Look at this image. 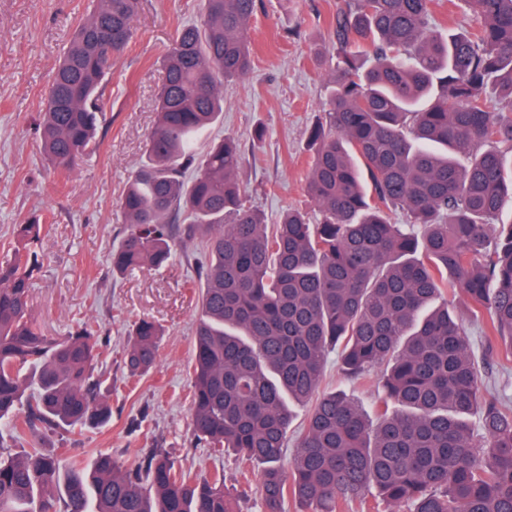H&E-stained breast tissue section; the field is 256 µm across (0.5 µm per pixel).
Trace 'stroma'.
I'll use <instances>...</instances> for the list:
<instances>
[{
  "label": "stroma",
  "instance_id": "35a3bbf8",
  "mask_svg": "<svg viewBox=\"0 0 512 512\" xmlns=\"http://www.w3.org/2000/svg\"><path fill=\"white\" fill-rule=\"evenodd\" d=\"M337 0H262L251 22L254 65L224 88V117L198 137L235 139L243 154L237 180L248 203L275 222L288 208L314 212L306 193L308 130L329 107V22ZM90 0H0V245L13 227L44 224L33 316L46 335L92 322L109 376L112 416L102 426L39 429L44 451L90 463L97 453L137 465L151 449L168 451L199 475L224 471L228 483L257 484V467L198 444L189 429L193 333L201 315L189 288L202 255L195 241L176 243L168 264L122 274L111 254L126 226L120 198L145 159L155 119L162 59L179 31L204 17V0H142L134 35L104 80L97 146L78 169L49 167L36 126L60 55ZM262 140H253L255 128ZM161 326L152 372L130 378L123 366L135 322Z\"/></svg>",
  "mask_w": 512,
  "mask_h": 512
}]
</instances>
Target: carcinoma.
Returning <instances> with one entry per match:
<instances>
[{"label":"carcinoma","instance_id":"carcinoma-1","mask_svg":"<svg viewBox=\"0 0 512 512\" xmlns=\"http://www.w3.org/2000/svg\"><path fill=\"white\" fill-rule=\"evenodd\" d=\"M433 4L345 0L336 10L329 108L308 132L313 219L290 209L269 224L247 205L235 141L193 148L223 114L224 84L251 69L258 0H205L203 22L183 27L163 57L112 270L159 267L177 240L205 241L190 427L261 466L263 512H512V396L488 389L489 371L512 372V0H458L476 21L470 33L438 29ZM93 5L38 126L46 162L63 172L95 143L102 82L141 0ZM498 90L509 101L497 107ZM397 211L408 223L391 221ZM41 230L15 225L0 260V440L111 414L93 376L97 330L54 338L33 319ZM450 291L467 320L446 303L427 310ZM469 323L482 326L479 354ZM160 336L153 321L135 323L129 376L155 365ZM333 353L344 379L377 380L374 413L323 387ZM292 402L309 405L294 437ZM246 495L224 472L201 478L161 451L134 467L99 454L89 470L34 444L0 457V512H239Z\"/></svg>","mask_w":512,"mask_h":512}]
</instances>
